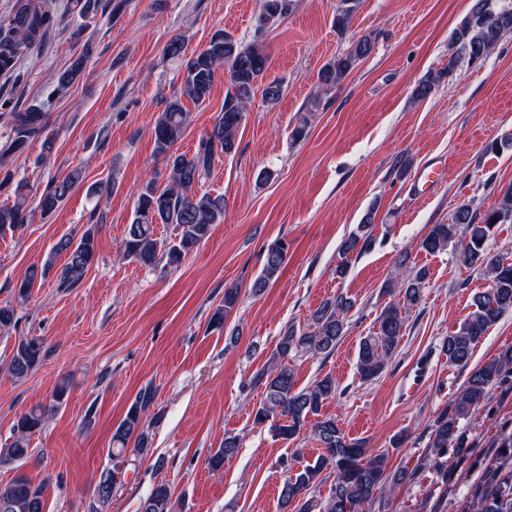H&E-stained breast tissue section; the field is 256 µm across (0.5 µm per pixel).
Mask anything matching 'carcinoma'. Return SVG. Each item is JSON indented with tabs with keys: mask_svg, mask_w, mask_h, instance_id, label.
<instances>
[{
	"mask_svg": "<svg viewBox=\"0 0 512 512\" xmlns=\"http://www.w3.org/2000/svg\"><path fill=\"white\" fill-rule=\"evenodd\" d=\"M293 0H262L256 17L254 38L245 43L228 32H214L201 51L186 55L184 41L179 36L169 39L164 58L183 70L181 90L159 113L152 129L155 151L164 157L169 168V185L160 190L148 185L136 201L132 219L126 228L123 255L146 267L160 263L177 267L183 259L209 236L215 224L224 222V196L199 192L202 182L211 174L221 156H229L238 148L237 137L248 107L256 93L263 101L276 103L283 93L278 80L265 81L269 58L264 52L261 36L280 22L292 10ZM58 24L49 0H17L8 18L0 23V73L15 71L17 62L40 46L47 33ZM512 31V7L498 12L489 9L488 0H476L469 16L451 35V43L471 62L486 57L505 33ZM373 51L371 35L354 40L346 53L324 64L317 74V90L311 98V108L321 103L322 96L339 88L359 61ZM229 75L224 95V108L210 131L203 136L192 156L179 154L174 147L182 140L190 122L184 101L204 102L210 96L219 68ZM454 62L432 79L418 84L413 96L422 101L430 96L442 79H453ZM46 112L33 106L12 113L10 135L0 145V155L21 154L36 138H43V149H52V139L45 136ZM83 182L82 172L72 171L55 181L41 194L36 207L48 216L55 212L74 189ZM13 203L0 206V235L15 233L27 222L29 205L26 185L16 186ZM512 221V189L505 192L500 204L479 215L469 204L458 207L450 224H434L421 241V248L437 253L455 242L459 229L469 235L460 254L466 264L480 263L490 281L486 292L474 299V310L457 330L448 334L442 350L448 363L468 367L477 341L512 310V261L487 253L485 244L491 229ZM373 211H368L341 244V263L336 276L347 273L348 256L360 246H366L373 232ZM172 228L173 234L160 237L157 225ZM66 254V262L58 274V286L72 288L85 276L96 258L95 231L85 230L79 238L65 236L39 266H32L16 283L15 294L26 300L37 283L46 279L54 268L58 254ZM288 254V243L276 238L264 249V262L251 285L258 294L276 281L282 273ZM427 271L413 267H398L396 274L385 281L382 293L390 296L377 317V328L362 338L358 351V373L370 381L380 376L397 351L403 338L407 313L418 305L427 283ZM239 288H227L224 300L213 312L210 323L220 329L226 318L238 306ZM352 301L337 295L323 301L310 314L307 323L297 328L285 326L268 359V366L256 373L254 382L263 387L264 398L253 411V423L266 426L283 440H292L306 427H311L322 453L307 461L296 450L286 462V477L280 490L281 512H371L373 503L390 490L387 482L401 484L411 479L405 470L386 472L387 456L374 453L365 441L349 438L336 418L323 414L327 403L337 397L336 379L326 374L307 386H297L295 372L288 360L298 354L330 356L346 329V314ZM44 356L43 342L35 337L21 340L7 363L5 372L14 381H22L32 373ZM512 377V349L501 352L470 372L463 386L434 421L430 447L440 456L448 452L457 458L473 453L460 420L476 415L488 400L493 387ZM67 384L57 386L47 406H36L22 413L14 422L12 441L0 447V465L10 466L30 458L31 437L41 431L49 416L56 412L67 397ZM156 393L150 387L138 392L124 417L112 432L109 453L113 459L125 457L133 448L143 456L151 450L146 413L155 402ZM241 439L237 435L224 437L223 445L209 458L213 470L224 468V462L237 454ZM121 477L105 468L96 483V500L91 509L107 505ZM330 483L328 494L319 499L316 489ZM173 493L161 483L142 499L140 512H175ZM0 512H45V489L35 485L25 475L14 477L0 488ZM457 512H512V432L502 433L491 451L481 462L480 473L473 483L469 498L459 504Z\"/></svg>",
	"mask_w": 512,
	"mask_h": 512,
	"instance_id": "carcinoma-1",
	"label": "carcinoma"
}]
</instances>
